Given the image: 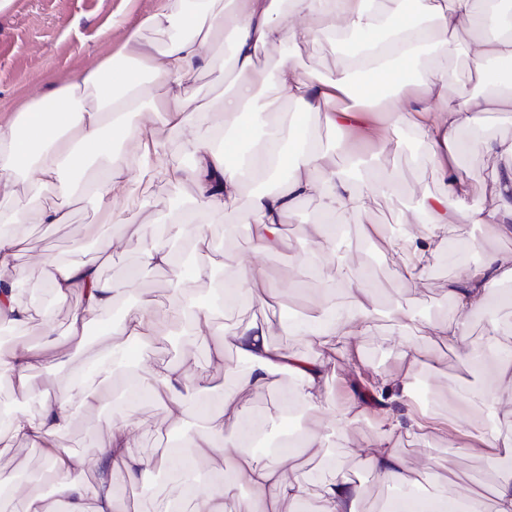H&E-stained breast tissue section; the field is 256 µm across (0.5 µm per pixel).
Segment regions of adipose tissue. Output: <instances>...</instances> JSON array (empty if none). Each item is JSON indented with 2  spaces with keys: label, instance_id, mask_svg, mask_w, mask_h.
<instances>
[{
  "label": "adipose tissue",
  "instance_id": "ef3b65f1",
  "mask_svg": "<svg viewBox=\"0 0 512 512\" xmlns=\"http://www.w3.org/2000/svg\"><path fill=\"white\" fill-rule=\"evenodd\" d=\"M228 17L233 20L229 27L224 24ZM465 29L475 32L468 46L475 72L485 82L496 83L492 63L512 64V4L506 0H168L164 10L141 21L117 54L52 86L15 118L0 123V197L22 192L47 198L40 219L60 224L73 195L87 191L93 195L100 223L129 224L136 209L146 204L150 188L192 184V205L162 225L141 256L142 267L166 271L184 288V295L168 306L140 299L136 309L106 333L110 355L129 358L136 391L149 393L181 415L185 401L208 388L211 375L208 368L185 360L145 355V347L158 339L161 328L174 324L199 339L211 327L213 298L228 304L253 298L265 310L288 294L287 289L269 287L266 271L253 265L239 267L213 297L188 293L189 288L212 282L217 264V253L198 216L203 211L222 215L242 194L245 174L281 176L274 191L252 197L244 217L252 226L257 250L287 247L284 224L299 201L314 197L324 216L311 229L318 257L322 263L337 264V214L363 207L371 194L397 190V177L390 169L377 168L373 179L366 180L336 162L347 141L367 135L373 113L383 112L389 125L409 129L424 146L446 185L444 193L424 196L415 221L401 225L388 240L396 271L408 285L422 281L432 256L457 225L481 224L497 238L512 239V139L461 137L492 106L511 108L512 91L493 99L469 96L456 101L447 95L448 72L430 71L416 82L407 76L424 48L453 52ZM146 30L159 35L157 45L145 46ZM346 31L358 33L365 43L352 65H339L321 78L282 62L278 89L293 110L264 120L257 108L256 89L264 80L256 62L259 51L329 40ZM220 41L231 42L233 49L234 74L224 90V114L252 116L264 121L268 130L266 139L244 156L238 143L248 135V127L217 124L201 133L188 99L175 91L194 70L213 66L209 50ZM388 88L397 89V96L384 97ZM342 97L349 103L340 108L336 102ZM144 114L149 117L145 123L140 120ZM310 114L335 131L337 142L286 151L285 141L293 139ZM155 124L180 140L191 157L190 166L171 165L151 131ZM477 149L497 160L491 178L494 204L489 208L465 205L471 187L459 173V159ZM90 164L101 167L102 176L88 184L81 174ZM27 221L25 210L0 207L1 273L18 265L23 242L14 228ZM39 267L44 287L63 300L78 296L80 304L68 321L67 342L46 347L20 343L0 355V382L8 384L16 397L12 415L0 424V446L22 441L41 449L54 495L27 493L14 474L2 471L0 490L11 489L19 512H56L60 501L66 512H120L116 481L134 480L167 463L166 455L146 458L139 453L135 432L145 427V420L113 415L97 449L94 479L87 482L77 476L83 460L61 444L60 436L71 422L74 405L95 406L96 392L79 377L65 389L45 390L35 417L24 411L23 400L31 392L32 372L67 365L95 319L129 293L130 284L103 277L99 264L91 260L63 261L46 253ZM511 282L512 251L485 252L480 263L464 266L449 279L452 315L435 326L449 345L460 348L461 361L473 371H481L487 359L497 362L488 383H462L455 391L469 411V450L497 468L492 499L465 481L425 500L414 495L416 479L438 484L439 464L431 459L423 467L413 466L400 453L398 442L406 437L448 439L458 419L431 407L404 418L392 411V402H412V376L422 360L419 353L404 351L397 371L380 372L363 358L357 339L371 334L378 308L369 276L358 273L339 283L348 297L346 304L334 302L329 293L315 294L309 300L311 316L289 325V333L300 337L311 355L271 344L264 317L213 339L211 366L223 365L231 347L249 369L235 390L225 393L207 426L184 432L180 440L214 465V477L192 485V512H281L283 503L310 499L317 503L315 512H359L362 490L344 472L313 479L295 471L297 457L324 447L321 432H306L295 448L267 455L257 454L248 443L256 418L245 394L272 390L284 373L296 381L297 400L330 415L337 436H344L346 425L358 422L367 409L354 395L341 403L325 397L328 378L339 370L348 378H368L381 404L367 465L377 482L399 491L390 512H512V342L503 341L495 325L486 340L470 339L471 315L485 312L491 297ZM244 487L250 489V497L241 496Z\"/></svg>",
  "mask_w": 512,
  "mask_h": 512
}]
</instances>
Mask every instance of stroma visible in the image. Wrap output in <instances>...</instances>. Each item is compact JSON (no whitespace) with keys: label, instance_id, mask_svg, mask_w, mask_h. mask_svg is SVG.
<instances>
[{"label":"stroma","instance_id":"stroma-1","mask_svg":"<svg viewBox=\"0 0 512 512\" xmlns=\"http://www.w3.org/2000/svg\"><path fill=\"white\" fill-rule=\"evenodd\" d=\"M163 0H14L9 11L0 13V117L15 114L26 100L41 96L49 90L51 82L62 81L74 72L95 63L108 54L110 47L120 46L128 31L136 28L141 20L154 12ZM121 15L124 23L116 26L113 15ZM211 55L217 61L216 68L199 70L186 76L182 90L186 96L196 98L203 110L204 121H221L225 80L222 69L228 68L231 47L229 43H218L211 47ZM341 59L332 41L311 42L301 48L292 45L272 46L260 53L258 66L268 79L257 90L258 104L267 113L283 112L287 104L276 91L278 68L281 61L288 60L305 72L328 75L334 71ZM426 66L449 69L457 79L449 83L447 94L455 99L460 95H484L483 86L472 72L464 53L445 56L437 53L425 54ZM381 164L393 168L400 181V191L394 195H374L366 199L362 210L353 212L344 222L342 258L346 267L370 271L375 280L381 312L375 322L374 333L361 337L359 346L363 357L378 370H389L396 366L401 350H420L429 359L421 373L427 388L440 411H447L454 402V391L458 380L466 378L467 372L459 355L443 338L434 336L430 324L439 322L451 314L448 302V280L461 265L479 262L484 249H512V239L493 240L480 225L460 224L454 232L455 241L449 249L440 250L433 258L426 277L420 287L411 288L398 277L392 258L384 244H371L362 230L365 224H382L394 227L402 217L410 216L416 202L423 194L443 191L442 181L425 148L406 129L389 132V143L380 157ZM495 165L493 158L481 151L465 156L460 173L472 185V194L467 207H487L492 203L490 195L491 174ZM152 197L147 206L135 217L134 223L112 226L109 229L119 245L111 253L102 255L96 242L100 226L91 197L79 195L70 206V219L65 224H43L39 221V204L27 197L15 199V207L25 209L30 221L20 229L27 243V252L19 262L18 275L26 287L19 292L21 301L30 303L40 300L52 308V323L30 322L17 330L19 340L32 346L51 341L65 342L69 317L78 306L77 297L57 299L52 289L43 285V277L37 261L43 253L66 254L75 243H82L86 257L98 259L104 277L125 279L137 270L140 253L147 241L142 229L155 225L163 217L172 215L175 201H190L193 188L185 184L179 187L157 186L151 190ZM251 192H244L236 206L225 209L223 216L201 215V223L207 224L208 233L221 262L218 269L223 275L232 274L239 263L250 262L263 267L275 279L278 287L289 290L287 301L307 311L298 294L290 286L302 263L317 253L316 244L307 236L306 228L319 217L317 199L308 198L298 203L286 229L288 247L257 252L250 239V226L243 216L249 207ZM411 307L418 315L420 332L403 337L394 328L387 314L393 304ZM104 355V343L100 326H92L83 348L77 351L68 368L45 369L34 372L31 377L33 390L31 399H40L44 389L65 388L73 373L91 369L96 360ZM247 368L234 349H227L223 366L213 368L208 391L195 396L185 406L184 420L193 427L204 424V409L216 407L225 391L237 382L240 373ZM127 385L125 373H113L109 380L99 382L98 388L104 396L95 407L75 406L69 428L60 441L73 448L85 464H92L99 441L105 436L108 420L112 416V398L123 392ZM294 380L283 374L273 390L248 396L247 401L257 412L264 414L262 432L274 433L281 428V411L291 405ZM123 411L137 418L149 419L151 428L138 433V445L143 454L152 456L165 450L164 437L170 421L168 409L161 403L143 396L126 398ZM303 426L307 429H324L326 442L318 454H307L297 464L305 475H330L331 464L342 459L346 471L356 476L363 488L361 512H380L390 499L393 488L376 483L363 460L367 444L375 431L373 420L366 419L349 425L347 439H339L334 429L323 426L320 414L302 409ZM400 452L410 461L423 462L432 456L449 463L464 476L481 478L485 491H492L495 472L488 464L475 457L462 445L448 447L436 439H407L399 446ZM44 460L40 449L16 443L0 453V470L23 471L33 475L31 492L46 494L44 484L36 482L42 471ZM184 474L179 466L162 468L160 476L135 481L121 480L115 485V493L122 512H163L170 504H182Z\"/></svg>","mask_w":512,"mask_h":512}]
</instances>
